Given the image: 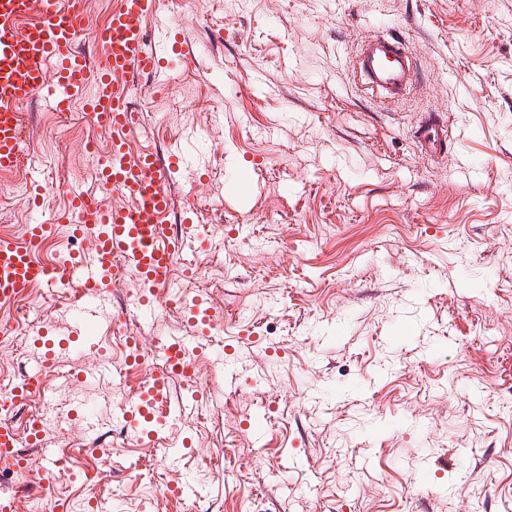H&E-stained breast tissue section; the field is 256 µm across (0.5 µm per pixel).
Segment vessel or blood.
Wrapping results in <instances>:
<instances>
[{
  "mask_svg": "<svg viewBox=\"0 0 512 512\" xmlns=\"http://www.w3.org/2000/svg\"><path fill=\"white\" fill-rule=\"evenodd\" d=\"M159 13L160 0H118L108 21L94 27L79 0H0V171L21 165L28 150L21 107L45 93L56 112L83 107L107 137L94 189L73 193L68 207L52 220H31L22 235L0 236V298H14L33 287L72 289L74 332L81 338L91 333L103 298L119 279L134 278L136 308L151 314L159 289L171 286L185 247L168 221L173 208L169 187L175 173L202 169L200 153L177 148L163 160L131 147L142 123L141 113L128 103L134 84L157 74L165 60L187 72L197 67L193 47L178 25H169L155 48H148L147 25ZM87 31L102 50L103 63L97 68L79 48ZM356 66L369 90L387 100L404 96L417 76L412 50L393 33L365 38ZM450 136L447 120L436 112L424 113L414 130L417 148L436 161L443 158ZM61 224L70 225L73 237L93 235L94 246L90 253L45 263L37 252ZM184 307L191 339L156 344L145 356L152 363L147 386L120 411L122 430L147 443L173 416L171 382L196 378L197 354L212 342L214 327L222 321L205 295L185 300ZM42 380V375H28L11 398H0L1 470L26 465L21 445L37 446L45 433L39 419H30L24 437L6 420Z\"/></svg>",
  "mask_w": 512,
  "mask_h": 512,
  "instance_id": "1",
  "label": "vessel or blood"
}]
</instances>
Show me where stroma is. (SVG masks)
Listing matches in <instances>:
<instances>
[{"label": "stroma", "instance_id": "35a3bbf8", "mask_svg": "<svg viewBox=\"0 0 512 512\" xmlns=\"http://www.w3.org/2000/svg\"><path fill=\"white\" fill-rule=\"evenodd\" d=\"M172 19L199 63L133 88L132 146L203 150L208 176L180 172L174 210L196 198V222L224 231L186 249L198 271L174 287L189 298L208 282L224 340H257L239 345L235 386L219 352H202L205 405L147 445L116 421L129 402L116 328L128 316L147 350L187 336L182 313L139 320L129 277L92 343L71 338L69 290L1 308L22 346L0 352V388L42 372V403L65 417L43 443L80 453L20 512L93 492L109 512H512V0H163L149 36ZM386 30L408 39L418 75L383 103L354 60ZM23 111L30 151L4 180L0 235L25 224L30 179L48 216L93 186L86 112L59 121L46 95ZM425 112L451 117L438 162L412 139ZM228 151L256 170L246 197ZM41 326L66 340L64 361L46 365ZM92 448L110 458L93 491ZM177 479L200 497L165 496Z\"/></svg>", "mask_w": 512, "mask_h": 512}]
</instances>
